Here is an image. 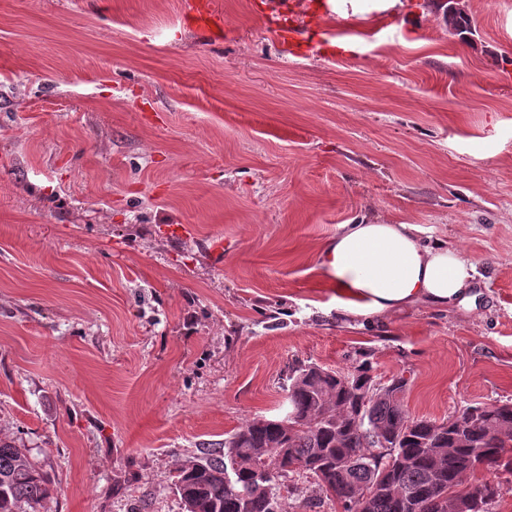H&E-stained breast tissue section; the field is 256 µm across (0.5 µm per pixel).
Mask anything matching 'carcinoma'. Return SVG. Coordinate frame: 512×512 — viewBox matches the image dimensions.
<instances>
[{
  "label": "carcinoma",
  "instance_id": "obj_1",
  "mask_svg": "<svg viewBox=\"0 0 512 512\" xmlns=\"http://www.w3.org/2000/svg\"><path fill=\"white\" fill-rule=\"evenodd\" d=\"M404 374L378 382L368 361L342 373L316 363L288 375L292 425L256 418L182 464L173 486L184 512H288L260 473L277 456L282 477L305 474L343 512H497L504 488L470 482L480 468L512 475V402L467 405L437 422L412 418ZM380 432L389 447L372 442ZM53 493L27 450L0 439V512H38Z\"/></svg>",
  "mask_w": 512,
  "mask_h": 512
}]
</instances>
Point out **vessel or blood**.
Here are the masks:
<instances>
[{"instance_id": "1", "label": "vessel or blood", "mask_w": 512, "mask_h": 512, "mask_svg": "<svg viewBox=\"0 0 512 512\" xmlns=\"http://www.w3.org/2000/svg\"><path fill=\"white\" fill-rule=\"evenodd\" d=\"M183 11L185 18L207 32L209 37L223 36L224 17L215 0H184ZM332 13L329 0H305L300 7L294 0H286L283 5L271 6L266 22L284 53L300 56L309 52L326 57L334 53L329 39L316 41L312 35L322 31L324 18Z\"/></svg>"}]
</instances>
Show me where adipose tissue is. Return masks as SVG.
Returning <instances> with one entry per match:
<instances>
[{
    "instance_id": "adipose-tissue-1",
    "label": "adipose tissue",
    "mask_w": 512,
    "mask_h": 512,
    "mask_svg": "<svg viewBox=\"0 0 512 512\" xmlns=\"http://www.w3.org/2000/svg\"><path fill=\"white\" fill-rule=\"evenodd\" d=\"M339 295L360 316L419 303L470 301L474 264L458 251L420 244L410 224H344L322 258Z\"/></svg>"
}]
</instances>
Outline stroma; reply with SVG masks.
Masks as SVG:
<instances>
[{"label":"stroma","mask_w":512,"mask_h":512,"mask_svg":"<svg viewBox=\"0 0 512 512\" xmlns=\"http://www.w3.org/2000/svg\"><path fill=\"white\" fill-rule=\"evenodd\" d=\"M182 2L0 0V439L40 512H184L175 469L283 416L298 363L405 374L415 418L512 401V0H457L463 34L349 0L288 59L258 0L217 42ZM343 224L460 251L475 308L337 309Z\"/></svg>","instance_id":"1"}]
</instances>
